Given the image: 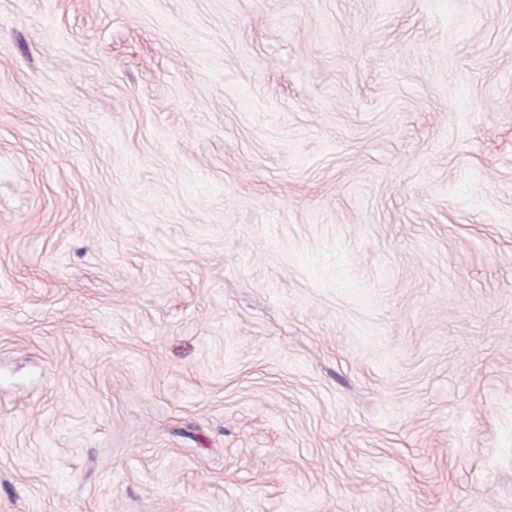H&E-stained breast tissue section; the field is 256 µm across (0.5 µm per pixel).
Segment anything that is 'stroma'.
I'll return each instance as SVG.
<instances>
[{"instance_id":"obj_1","label":"stroma","mask_w":512,"mask_h":512,"mask_svg":"<svg viewBox=\"0 0 512 512\" xmlns=\"http://www.w3.org/2000/svg\"><path fill=\"white\" fill-rule=\"evenodd\" d=\"M0 512H512V0H0Z\"/></svg>"}]
</instances>
